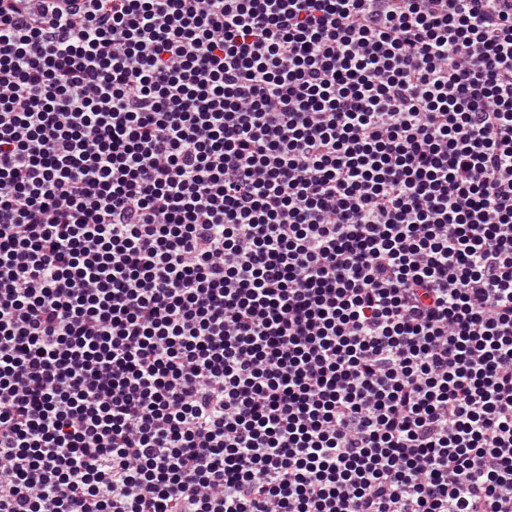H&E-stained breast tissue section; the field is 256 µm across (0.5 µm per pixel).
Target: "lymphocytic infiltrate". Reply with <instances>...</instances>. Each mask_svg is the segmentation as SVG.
I'll list each match as a JSON object with an SVG mask.
<instances>
[{"instance_id":"f902f5d3","label":"lymphocytic infiltrate","mask_w":512,"mask_h":512,"mask_svg":"<svg viewBox=\"0 0 512 512\" xmlns=\"http://www.w3.org/2000/svg\"><path fill=\"white\" fill-rule=\"evenodd\" d=\"M0 512H512V0H0Z\"/></svg>"}]
</instances>
